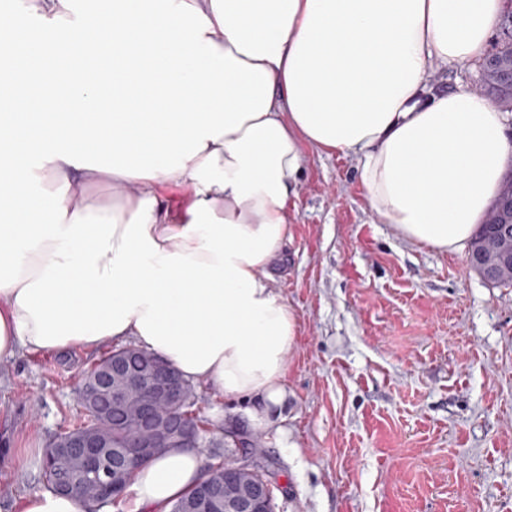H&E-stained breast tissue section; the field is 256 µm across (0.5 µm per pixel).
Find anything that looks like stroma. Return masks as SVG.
Returning <instances> with one entry per match:
<instances>
[{
    "mask_svg": "<svg viewBox=\"0 0 512 512\" xmlns=\"http://www.w3.org/2000/svg\"><path fill=\"white\" fill-rule=\"evenodd\" d=\"M288 220L281 420L255 427L198 383L204 438L235 430L275 461L274 512H512V286L381 223L350 157L307 151ZM97 360L0 362V512L43 489L38 451L78 419L76 381Z\"/></svg>",
    "mask_w": 512,
    "mask_h": 512,
    "instance_id": "1",
    "label": "stroma"
}]
</instances>
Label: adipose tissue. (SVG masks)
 <instances>
[{
	"mask_svg": "<svg viewBox=\"0 0 512 512\" xmlns=\"http://www.w3.org/2000/svg\"><path fill=\"white\" fill-rule=\"evenodd\" d=\"M503 0H25L0 15V360L134 340L190 382L285 397L296 318L271 269L305 152L354 157L372 213L459 254L512 162L505 113L433 64L479 60ZM175 184L189 205L161 200ZM108 186L96 204L91 190ZM200 451L138 467L170 512Z\"/></svg>",
	"mask_w": 512,
	"mask_h": 512,
	"instance_id": "1",
	"label": "adipose tissue"
}]
</instances>
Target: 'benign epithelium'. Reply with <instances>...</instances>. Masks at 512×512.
Listing matches in <instances>:
<instances>
[{
    "instance_id": "obj_1",
    "label": "benign epithelium",
    "mask_w": 512,
    "mask_h": 512,
    "mask_svg": "<svg viewBox=\"0 0 512 512\" xmlns=\"http://www.w3.org/2000/svg\"><path fill=\"white\" fill-rule=\"evenodd\" d=\"M478 259L490 277L499 278L504 274L512 277V238L504 235L486 242L478 253ZM138 390L147 392L155 402L175 406L186 403L188 399L186 382L176 370L163 360H152L140 370H130L120 362L114 364L112 378L98 377L89 381L78 396V402L86 409L105 402L111 409L123 411L132 402V393ZM140 408L141 426L146 437L126 449L121 464L103 472L100 492L105 497L120 498L126 487L127 472L144 459L172 448L202 447L201 432L205 429L202 422H193L190 415L175 409L166 416V422L159 430L153 407L143 402ZM56 453L79 456L85 466L91 467L99 463L105 453V445L92 437L79 436L71 438L66 446L56 448ZM272 486L269 476L255 483L226 484L224 491L218 493L206 484L202 488L203 506H222L229 512H255L257 503L269 497Z\"/></svg>"
}]
</instances>
